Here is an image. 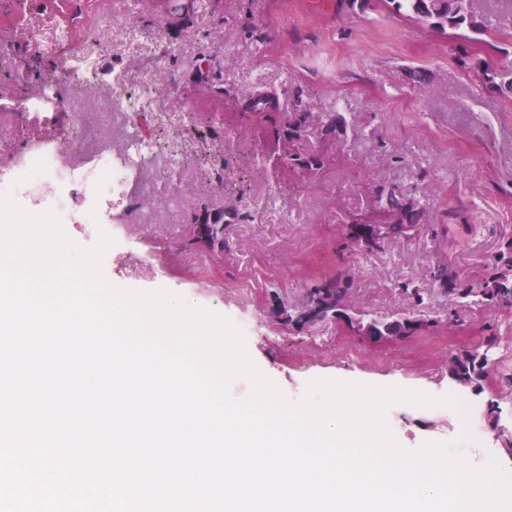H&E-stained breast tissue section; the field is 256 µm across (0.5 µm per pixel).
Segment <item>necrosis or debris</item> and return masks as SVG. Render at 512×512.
Listing matches in <instances>:
<instances>
[{"label":"necrosis or debris","mask_w":512,"mask_h":512,"mask_svg":"<svg viewBox=\"0 0 512 512\" xmlns=\"http://www.w3.org/2000/svg\"><path fill=\"white\" fill-rule=\"evenodd\" d=\"M112 115L122 128V144L100 150L91 165L76 163L88 141L83 118H73L62 137L24 146L21 154L0 165V192L18 198L31 212L54 210L62 225L83 224L89 234L112 231V216L121 211L132 215L143 204L159 197L145 174L154 167L168 173L179 171L186 160L185 135L194 129L201 114L186 108L179 119L156 112L157 129L168 131L166 140L145 137L139 130V116L150 112L149 98L128 90L124 78H116L111 93ZM83 198L87 208L74 214L72 201Z\"/></svg>","instance_id":"necrosis-or-debris-1"}]
</instances>
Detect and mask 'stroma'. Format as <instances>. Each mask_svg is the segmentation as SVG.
I'll return each mask as SVG.
<instances>
[{
    "mask_svg": "<svg viewBox=\"0 0 512 512\" xmlns=\"http://www.w3.org/2000/svg\"><path fill=\"white\" fill-rule=\"evenodd\" d=\"M476 4L488 31L471 42L386 11L361 12L346 0H192L178 14L169 0H139L130 18L110 30L95 27L94 18L110 12L112 0H9L0 5V161L24 139L58 133L35 121L15 129L10 104L32 85L24 58L45 54L59 63L91 52L95 43H112L131 89L151 81L154 111L175 116L191 104L202 117L188 138L181 174L150 173L159 185L172 186L171 203L143 208L123 226L105 277L123 288H164L191 305L247 318L249 356L293 400L310 380L343 377L450 394L478 412L497 405L498 428L480 422L476 437L453 413L432 408L398 404L387 422L404 448L447 443L512 477V392L500 384L508 373L502 361L512 355V310L486 302L457 308L427 275L443 261L464 280L480 282L512 239V92L471 70L483 59L512 66V0ZM112 78L107 60L95 72L96 98L57 69L45 87L67 96L69 112L84 116L95 142H109ZM266 91L278 97L274 127L307 113L297 152L317 150L323 124L342 120L347 133L332 144L328 165L305 172L299 184H283L286 208L272 209L261 224L229 225L217 261L186 245L196 215L205 208L244 209L265 196L270 178L246 157L230 155V186L206 187L205 153L224 146V126L212 116L241 112ZM379 181L420 202L426 232L386 240L372 252L341 251L345 217L370 206V189ZM339 271L351 311L378 319L404 312L424 330L376 346L343 322L298 330L271 317L274 303L298 305L308 288ZM463 350L489 353L481 391L448 379L449 358Z\"/></svg>",
    "mask_w": 512,
    "mask_h": 512,
    "instance_id": "obj_1",
    "label": "stroma"
}]
</instances>
